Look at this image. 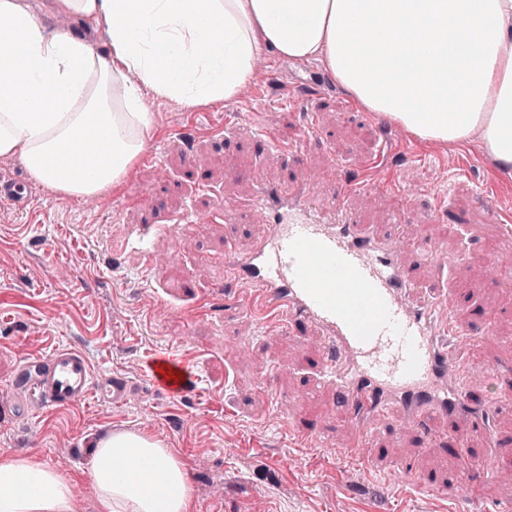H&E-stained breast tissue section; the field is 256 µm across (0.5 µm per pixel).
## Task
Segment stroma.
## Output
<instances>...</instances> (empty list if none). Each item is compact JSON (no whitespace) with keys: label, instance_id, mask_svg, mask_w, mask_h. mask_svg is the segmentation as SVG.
<instances>
[{"label":"stroma","instance_id":"1","mask_svg":"<svg viewBox=\"0 0 512 512\" xmlns=\"http://www.w3.org/2000/svg\"><path fill=\"white\" fill-rule=\"evenodd\" d=\"M258 86L230 101L188 106L146 97V151L121 187L88 202L54 194L17 157H0V178L29 181L19 211L0 202V393L16 358L53 348L82 354L95 375L127 376L120 407L87 400L35 417L0 411V453L37 458L76 483L81 512H98L88 476L95 443L116 430L158 435L185 463L195 512H473L512 501V484L465 472L438 448L421 453L410 434L387 429L376 452L413 458L444 483L445 496L411 490L396 471L346 469L333 454L353 431L335 391L317 383L324 349L313 333L268 335L246 304V282L224 275V249L246 250L252 215L225 221L222 200L289 181L279 149L306 143L315 194L327 168L350 184L360 223L386 228L380 195L402 198L407 241L435 240L421 279L459 302L479 336L473 385H503L488 434L470 447L487 463L512 464V271L491 255L512 251V175L499 173L480 140L424 144L355 103L316 58L267 56ZM310 96L307 110L291 100ZM488 199L500 220L488 222ZM495 315L485 333V315ZM175 348L196 366L197 391L174 399L152 383L146 361ZM320 423L322 448L293 434L291 419Z\"/></svg>","mask_w":512,"mask_h":512}]
</instances>
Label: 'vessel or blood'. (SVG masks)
<instances>
[{"label": "vessel or blood", "instance_id": "b4317fda", "mask_svg": "<svg viewBox=\"0 0 512 512\" xmlns=\"http://www.w3.org/2000/svg\"><path fill=\"white\" fill-rule=\"evenodd\" d=\"M331 203L313 196L307 174L289 183L258 187L250 205L257 229L247 252L224 249V269L256 290L253 313L265 329L308 328L326 344L320 381L344 399L359 437L338 456L348 465L371 468L379 419L398 410L404 428L421 445L439 443L452 460L469 454V436L486 429L491 394L464 383L468 329L455 300L423 293L418 269L437 253L435 242L403 258L395 233L358 223L344 204L347 183L332 176ZM0 201L22 208L28 188L0 181ZM154 386L173 397L194 391L195 368L169 349L147 363ZM6 408L17 416L65 408L87 398L120 406L133 388L122 375L95 376L79 353L56 348L18 358ZM396 467L413 489L440 491L437 479L417 474L412 459Z\"/></svg>", "mask_w": 512, "mask_h": 512}]
</instances>
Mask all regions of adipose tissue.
I'll use <instances>...</instances> for the list:
<instances>
[{
	"label": "adipose tissue",
	"mask_w": 512,
	"mask_h": 512,
	"mask_svg": "<svg viewBox=\"0 0 512 512\" xmlns=\"http://www.w3.org/2000/svg\"><path fill=\"white\" fill-rule=\"evenodd\" d=\"M105 27L107 53L47 32L26 0H0V156L66 197L119 187L152 128L146 95L233 99L265 53L320 58L357 104L419 141L480 136L512 171V0H54ZM102 142L88 163L80 143ZM89 475L100 512H193L184 462L160 438L97 441ZM0 512H78L72 478L0 454Z\"/></svg>",
	"instance_id": "adipose-tissue-1"
}]
</instances>
